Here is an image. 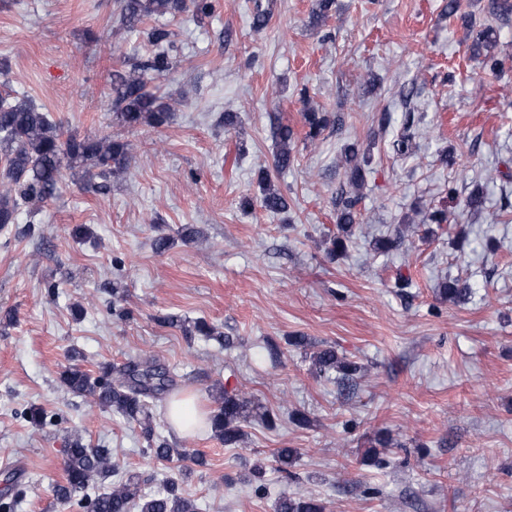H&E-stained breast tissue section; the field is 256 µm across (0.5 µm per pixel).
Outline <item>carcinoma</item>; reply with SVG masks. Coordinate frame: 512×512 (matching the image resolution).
<instances>
[{
  "label": "carcinoma",
  "instance_id": "cac0c4a2",
  "mask_svg": "<svg viewBox=\"0 0 512 512\" xmlns=\"http://www.w3.org/2000/svg\"><path fill=\"white\" fill-rule=\"evenodd\" d=\"M192 11L206 17L212 11L210 0H119L118 20L129 30L150 17H176ZM488 13L502 22L512 21V0H488ZM149 50L146 55L130 64L126 70L112 72L108 105L115 121L128 130L140 126L161 127L172 116L170 105L157 88L150 86L153 76L173 69L176 61L168 48L171 32L164 26L146 30ZM498 30L491 24L479 30L470 50L483 57L484 70L493 76L504 69L500 58ZM308 128L306 138L319 139L331 124L329 113L314 108L304 110ZM271 138L276 151L274 169L282 173L294 160L296 133L293 127L275 119L270 124ZM132 156L128 144L117 135L83 136L64 135L59 123L31 99L13 90L0 92V229L18 223L23 205L38 206L58 195L65 184L66 174L77 171L84 182L92 185L96 180L108 181L126 173ZM345 181L351 192L341 191L335 196L337 233L326 239V255L334 260L345 254L357 224L356 206L359 190L366 182L367 157L359 155L356 144L345 147ZM261 207L271 213L288 210V197L271 179L269 171H260L258 177ZM404 242L403 232L375 240L380 252L399 249ZM439 292L456 303L466 302L471 291L457 279L440 285ZM158 322L166 327L178 328L192 339L210 337L214 328L203 319L187 320L177 314H165ZM316 373H338L342 383L355 380L361 366L338 355L336 348L322 345L310 355ZM61 384L73 395L92 397L95 403L112 411L135 425L149 442L145 452L160 462L189 460L197 466L205 461L187 453L183 448H171L162 442L152 445L157 422L149 412L150 406L165 403L176 385L170 370L155 361L131 360L122 367L105 366L100 375L92 377L78 364L65 367L59 376ZM217 409L209 418L214 437L227 448H235L245 439L244 424L250 418L263 424H272L270 415L260 411L250 399L237 391L215 389ZM278 471L288 479L294 475L288 470L297 458L293 448H280L275 455ZM65 482L56 485L55 495L63 503H76L83 512H201L196 500L183 496L180 481L167 477L153 491L145 488L147 480L135 474L112 483L116 468L112 463V449L90 448L79 437L73 438L64 449ZM20 490L15 475L5 473L0 484V512H15ZM276 512H325V506L314 497L285 495L279 498Z\"/></svg>",
  "mask_w": 512,
  "mask_h": 512
}]
</instances>
